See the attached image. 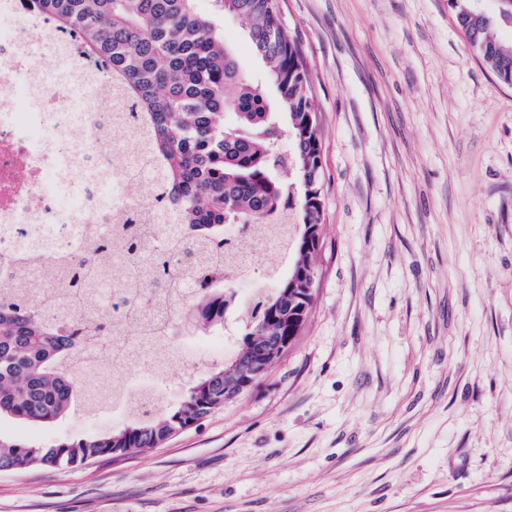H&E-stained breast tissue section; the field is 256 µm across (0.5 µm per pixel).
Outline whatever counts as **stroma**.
Instances as JSON below:
<instances>
[{
  "label": "stroma",
  "mask_w": 512,
  "mask_h": 512,
  "mask_svg": "<svg viewBox=\"0 0 512 512\" xmlns=\"http://www.w3.org/2000/svg\"><path fill=\"white\" fill-rule=\"evenodd\" d=\"M318 105L323 223L296 341L145 453L0 472V512H512V86L448 0H279ZM260 80L244 21H221ZM186 378L241 345L226 319ZM0 421L36 445L115 427Z\"/></svg>",
  "instance_id": "obj_1"
}]
</instances>
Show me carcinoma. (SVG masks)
<instances>
[{
  "instance_id": "cac0c4a2",
  "label": "carcinoma",
  "mask_w": 512,
  "mask_h": 512,
  "mask_svg": "<svg viewBox=\"0 0 512 512\" xmlns=\"http://www.w3.org/2000/svg\"><path fill=\"white\" fill-rule=\"evenodd\" d=\"M37 8L62 30H73L83 53L107 59L111 77L130 105L132 119L147 127L153 155L161 162L160 187L176 190L171 205L185 231L152 259L144 275L135 274L123 288L112 289V314L97 319L53 317L42 295L0 297V419L35 425L53 424L69 415L92 412L91 390L99 371L83 368L90 346L110 344L112 320L147 306L149 289L177 287L181 264L194 270L199 292L188 305L178 304L173 323L208 333L224 328L233 316L243 330L239 352L272 326L287 338L299 334L292 320L299 305L311 308L314 293L297 300L288 293V275L273 274L268 284L245 299L236 283L224 279V258L235 251L238 236L266 224L287 226L286 253L297 266L304 252L306 227H321V142L318 106L308 68L296 37L283 26L278 0H216L217 12L199 10L196 0H36ZM460 28L487 69L512 85V41L494 34L512 28V6H495L479 36L469 25L471 0H448ZM249 23V39L278 94L269 103L263 85L241 69L224 44L220 16ZM291 130V149L279 142ZM298 183L315 180L313 190H286L280 171ZM144 228L126 225L122 246L144 259ZM108 240L75 257L67 286L75 294L95 287L97 252ZM230 364L214 368L184 384L177 400L158 399L147 411L125 408L123 425L47 446L30 445L0 434V471L24 467L63 468L105 456L158 447L171 434L192 426L216 406H224Z\"/></svg>"
}]
</instances>
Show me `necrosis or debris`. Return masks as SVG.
Masks as SVG:
<instances>
[{
	"instance_id": "1",
	"label": "necrosis or debris",
	"mask_w": 512,
	"mask_h": 512,
	"mask_svg": "<svg viewBox=\"0 0 512 512\" xmlns=\"http://www.w3.org/2000/svg\"><path fill=\"white\" fill-rule=\"evenodd\" d=\"M43 43L56 65L33 63L28 48ZM106 73L80 52L77 37L54 28L31 0H0V295L25 294L50 265L64 268L102 226L126 215L143 196L133 175L148 167L130 144L134 123L118 125L124 106ZM106 188L100 204L84 201L87 186ZM169 305L155 306L120 335L138 360L135 398L160 388L147 365L142 325L169 323Z\"/></svg>"
}]
</instances>
